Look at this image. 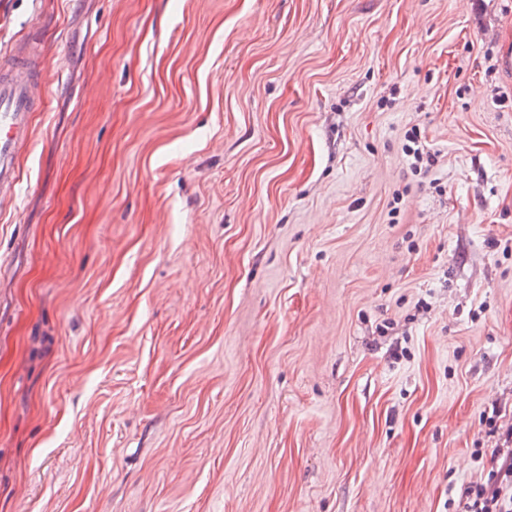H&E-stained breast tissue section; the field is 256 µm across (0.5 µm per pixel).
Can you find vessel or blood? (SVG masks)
<instances>
[{"label":"vessel or blood","mask_w":512,"mask_h":512,"mask_svg":"<svg viewBox=\"0 0 512 512\" xmlns=\"http://www.w3.org/2000/svg\"><path fill=\"white\" fill-rule=\"evenodd\" d=\"M40 43H18L0 58V210L10 207L18 183V157L31 137V114L45 100L36 62Z\"/></svg>","instance_id":"vessel-or-blood-1"}]
</instances>
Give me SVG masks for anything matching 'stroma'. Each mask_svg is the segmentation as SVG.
I'll list each match as a JSON object with an SVG mask.
<instances>
[{
    "mask_svg": "<svg viewBox=\"0 0 512 512\" xmlns=\"http://www.w3.org/2000/svg\"><path fill=\"white\" fill-rule=\"evenodd\" d=\"M24 38L0 512H455L487 481L512 0H0V55ZM406 141L411 143L405 144V152L408 157H413L414 162L411 163L415 170L421 171V167L424 163L430 164L432 161V154L426 149L425 145L421 141L420 133L411 130V133H407Z\"/></svg>",
    "mask_w": 512,
    "mask_h": 512,
    "instance_id": "35a3bbf8",
    "label": "stroma"
}]
</instances>
